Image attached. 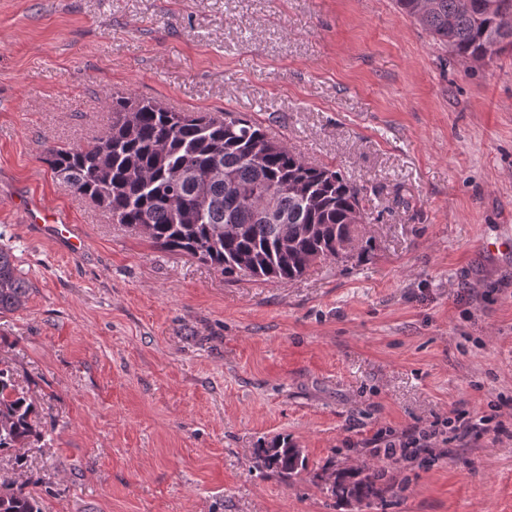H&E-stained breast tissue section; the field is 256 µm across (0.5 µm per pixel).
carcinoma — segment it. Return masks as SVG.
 <instances>
[{
    "label": "carcinoma",
    "mask_w": 512,
    "mask_h": 512,
    "mask_svg": "<svg viewBox=\"0 0 512 512\" xmlns=\"http://www.w3.org/2000/svg\"><path fill=\"white\" fill-rule=\"evenodd\" d=\"M485 0H396L432 37L465 58L512 48V12ZM112 123L99 137L49 148L54 177L133 231L144 229L167 251L187 253L224 273L264 281L294 280L316 261L353 245L352 211L360 188L340 171L310 163L235 112H175L144 98L112 95ZM288 241L289 247L282 248ZM31 285L0 247V312L22 308ZM37 435L34 404L0 361V455L22 466L20 450ZM263 466L284 477L304 459L285 437L259 448ZM379 472H338L327 492L340 503L380 497ZM0 512H42L25 483L1 482Z\"/></svg>",
    "instance_id": "1"
}]
</instances>
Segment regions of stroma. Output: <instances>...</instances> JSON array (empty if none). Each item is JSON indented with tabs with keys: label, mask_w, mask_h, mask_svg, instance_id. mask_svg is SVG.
Instances as JSON below:
<instances>
[{
	"label": "stroma",
	"mask_w": 512,
	"mask_h": 512,
	"mask_svg": "<svg viewBox=\"0 0 512 512\" xmlns=\"http://www.w3.org/2000/svg\"><path fill=\"white\" fill-rule=\"evenodd\" d=\"M240 112L364 189L367 251L283 282L154 245L43 157L102 134L108 96ZM85 241L69 255L29 202ZM512 50L472 61L395 0H0V244L30 281L0 358L37 408L42 512H512ZM392 465L378 430L452 410ZM288 437L306 467L264 469ZM396 496L337 504L330 470ZM454 415L453 419L448 418V428L455 424V422H458L459 424L454 426V430L458 431L461 429L460 433L463 439L472 437L475 440H479L489 431L487 425L492 421L489 418L480 417L478 420H475L478 422H473L465 411H460Z\"/></svg>",
	"instance_id": "35a3bbf8"
}]
</instances>
